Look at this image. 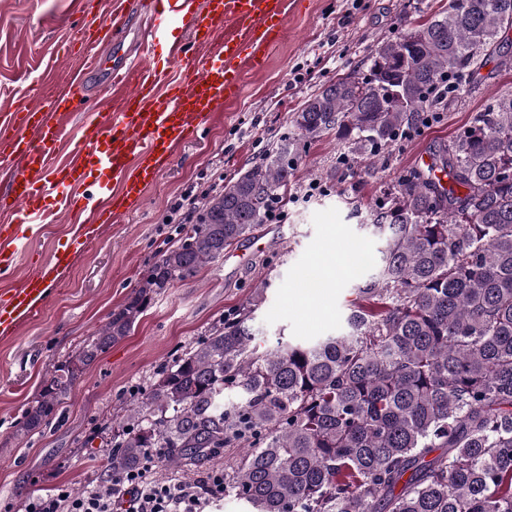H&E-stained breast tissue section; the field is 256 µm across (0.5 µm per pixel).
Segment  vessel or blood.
<instances>
[{
    "label": "vessel or blood",
    "instance_id": "1",
    "mask_svg": "<svg viewBox=\"0 0 512 512\" xmlns=\"http://www.w3.org/2000/svg\"><path fill=\"white\" fill-rule=\"evenodd\" d=\"M195 0H152L151 20L141 38L148 47L167 44L164 64H141L116 54L112 64L92 61L73 69L50 107L31 106L0 113V179L8 194L0 209L16 215L0 225V339L16 338L65 280L88 241L104 225L120 222L118 196L137 200L162 173L178 148L197 140L214 112L241 91L244 66H260L279 41L288 0H207L196 12ZM192 19L189 39L170 40L171 30ZM190 71L169 81L173 68ZM104 75L113 100L101 118L87 111L91 74ZM82 112L86 119L71 159L60 161L63 115ZM17 166H9V159ZM54 200L77 223L49 262L12 283L16 259L31 249L47 218L46 200Z\"/></svg>",
    "mask_w": 512,
    "mask_h": 512
}]
</instances>
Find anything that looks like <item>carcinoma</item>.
I'll use <instances>...</instances> for the list:
<instances>
[{"label": "carcinoma", "mask_w": 512, "mask_h": 512, "mask_svg": "<svg viewBox=\"0 0 512 512\" xmlns=\"http://www.w3.org/2000/svg\"><path fill=\"white\" fill-rule=\"evenodd\" d=\"M511 31L512 0H448L380 43L366 70L323 85L261 162L204 200L125 305L54 364L23 434L41 432L154 296L268 221L301 149L334 132L353 155L385 157L447 111ZM370 223L378 269L354 288L345 332L262 350L251 321L265 289H254L108 422L98 487L154 448L175 470L234 448L224 494L252 512H512V92L473 113L427 170L407 171Z\"/></svg>", "instance_id": "obj_1"}]
</instances>
